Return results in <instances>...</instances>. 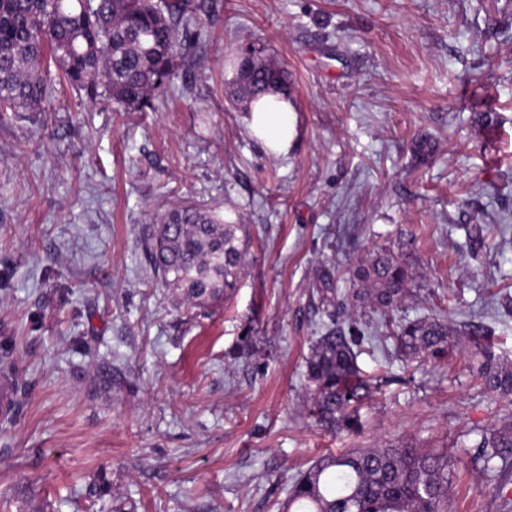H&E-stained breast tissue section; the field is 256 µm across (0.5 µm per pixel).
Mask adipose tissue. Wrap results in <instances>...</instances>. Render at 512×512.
<instances>
[{"label": "adipose tissue", "instance_id": "ef3b65f1", "mask_svg": "<svg viewBox=\"0 0 512 512\" xmlns=\"http://www.w3.org/2000/svg\"><path fill=\"white\" fill-rule=\"evenodd\" d=\"M248 128L272 154H287L295 130L292 105L280 95L267 94L248 108Z\"/></svg>", "mask_w": 512, "mask_h": 512}]
</instances>
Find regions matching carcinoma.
Instances as JSON below:
<instances>
[{"mask_svg": "<svg viewBox=\"0 0 512 512\" xmlns=\"http://www.w3.org/2000/svg\"><path fill=\"white\" fill-rule=\"evenodd\" d=\"M204 3L194 0H0V112H41L58 81L94 101L105 97L121 112L154 108L184 65L179 28ZM237 99L255 100L273 88L291 91L288 71L265 51L239 56ZM217 215L184 205L169 210L149 243L166 286L192 305L229 298L246 265L247 245ZM355 300L384 313L412 295L416 275L403 256L381 247L352 271ZM315 287L335 297L334 272L323 269ZM395 349L406 363L440 361L457 348L472 357V375L491 396L512 406V362L499 358L479 332L451 327L444 316L398 326ZM361 330L331 329L306 360L311 413L338 433L359 427V405L372 385L358 363ZM482 471L512 460V427L479 432ZM453 480L446 451L410 446L355 448L318 459L295 481L282 512H448Z\"/></svg>", "mask_w": 512, "mask_h": 512, "instance_id": "cac0c4a2", "label": "carcinoma"}]
</instances>
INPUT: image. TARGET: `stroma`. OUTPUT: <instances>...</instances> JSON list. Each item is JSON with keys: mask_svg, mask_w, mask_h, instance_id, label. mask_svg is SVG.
<instances>
[{"mask_svg": "<svg viewBox=\"0 0 512 512\" xmlns=\"http://www.w3.org/2000/svg\"><path fill=\"white\" fill-rule=\"evenodd\" d=\"M207 3L156 109L60 86L45 111L0 115V360L19 382L0 512H279L323 455L398 442L447 449L449 512H512V470L499 482L475 462V430L507 416L469 352L406 363L349 279L329 304L313 287L321 267L394 249L419 274L401 318L445 314L512 360L496 305L512 293V0ZM252 44L292 82L284 157L227 95V58ZM184 204L251 237L231 298L205 311L147 248ZM353 321L382 382L337 434L310 414L305 359Z\"/></svg>", "mask_w": 512, "mask_h": 512, "instance_id": "35a3bbf8", "label": "stroma"}]
</instances>
